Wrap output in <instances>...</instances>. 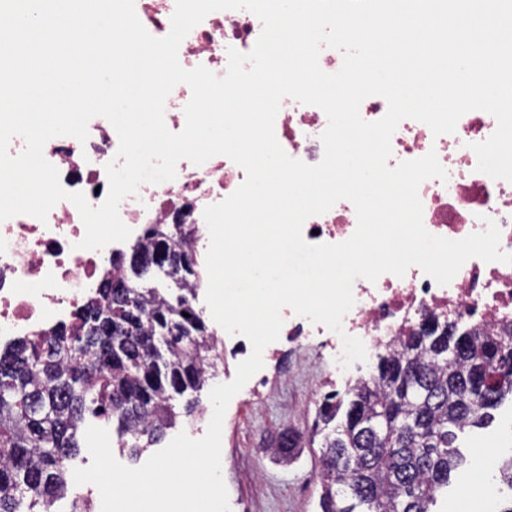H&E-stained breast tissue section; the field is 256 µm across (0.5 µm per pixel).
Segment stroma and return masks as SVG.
Masks as SVG:
<instances>
[{
	"instance_id": "1",
	"label": "stroma",
	"mask_w": 512,
	"mask_h": 512,
	"mask_svg": "<svg viewBox=\"0 0 512 512\" xmlns=\"http://www.w3.org/2000/svg\"><path fill=\"white\" fill-rule=\"evenodd\" d=\"M331 371L328 351L286 343L259 380L231 400L222 430V476L229 497L246 502L248 512H318V398L348 389L347 380ZM284 431L293 437L288 458H270L272 439Z\"/></svg>"
}]
</instances>
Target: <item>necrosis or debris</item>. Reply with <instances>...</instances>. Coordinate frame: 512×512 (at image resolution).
<instances>
[{
  "label": "necrosis or debris",
  "instance_id": "obj_1",
  "mask_svg": "<svg viewBox=\"0 0 512 512\" xmlns=\"http://www.w3.org/2000/svg\"><path fill=\"white\" fill-rule=\"evenodd\" d=\"M261 30L260 20L248 10L212 12L182 41L179 62L187 69L201 65L224 75L229 49L250 52ZM327 125L322 109L287 97L275 120V135L290 157L314 165L323 157L321 136ZM496 126L495 118L480 110L463 115L454 133L438 137L424 123L403 120L391 138L388 164L393 167L436 152L447 177L428 179L419 187L426 229L459 240L483 230L487 216L501 230V251L512 254V182L478 172L472 149ZM87 129L83 142L71 136L51 138L43 154L58 169L64 189L84 193L96 207L107 196L106 166L117 154L119 138L101 116L93 117ZM244 178L243 169L223 155L200 166L180 161L174 180L142 185L136 195L121 201L119 215L131 235L126 242L100 250L80 248L85 227L77 208L66 200L56 204L46 220L18 215L0 222V352L75 324L102 281L115 274L116 264L125 262L144 241L149 225H195L192 248L206 254L209 232L203 211L232 194ZM356 226L353 204L342 200L328 212L308 218L303 237L313 244L340 243ZM353 295L355 304L343 320L344 335L360 338L370 353L429 322L465 325L489 336L512 331V264L473 258L446 285L413 266L401 277L386 273L373 282L358 280ZM281 315V340L314 342L329 348L332 358L340 357L342 335L288 308Z\"/></svg>",
  "mask_w": 512,
  "mask_h": 512
}]
</instances>
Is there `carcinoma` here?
<instances>
[{"label":"carcinoma","mask_w":512,"mask_h":512,"mask_svg":"<svg viewBox=\"0 0 512 512\" xmlns=\"http://www.w3.org/2000/svg\"><path fill=\"white\" fill-rule=\"evenodd\" d=\"M145 251L182 249L169 228L147 229ZM101 288L67 336L26 340L0 354V512H49L64 497L81 450L86 417L117 423L137 456L180 416L175 396L204 386V319L184 295L140 286ZM466 339L454 361L422 336ZM512 339L455 325L403 336L378 354L376 373L342 402L327 395L318 420L321 512H431L436 495L465 460L458 433L481 428L512 396Z\"/></svg>","instance_id":"obj_1"}]
</instances>
